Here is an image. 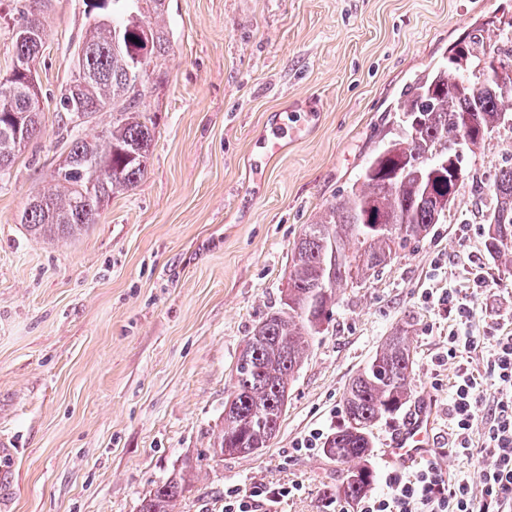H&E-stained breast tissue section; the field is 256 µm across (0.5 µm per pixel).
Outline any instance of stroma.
<instances>
[{
	"label": "stroma",
	"mask_w": 512,
	"mask_h": 512,
	"mask_svg": "<svg viewBox=\"0 0 512 512\" xmlns=\"http://www.w3.org/2000/svg\"><path fill=\"white\" fill-rule=\"evenodd\" d=\"M37 63L43 133L0 177V435L15 441L0 512H139L154 482L207 454L246 336L279 306L305 224L394 135L401 94L512 0H169L148 172L80 236L43 240L20 217L65 156L60 98L88 19L45 0ZM470 179L447 223L378 276L340 288L332 320L290 384L268 448L193 478L176 512H224V490L299 484L261 512H356L343 466L305 449L344 422L346 390L388 336L411 341L412 401L439 413L433 459L478 480L481 455L451 446L453 317L438 298L474 289L479 336L512 322V253L490 256L488 184L512 132L465 152ZM405 412L370 430L373 490Z\"/></svg>",
	"instance_id": "35a3bbf8"
}]
</instances>
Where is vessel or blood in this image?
I'll use <instances>...</instances> for the list:
<instances>
[{"label":"vessel or blood","instance_id":"b4317fda","mask_svg":"<svg viewBox=\"0 0 512 512\" xmlns=\"http://www.w3.org/2000/svg\"><path fill=\"white\" fill-rule=\"evenodd\" d=\"M436 407L425 399L413 407L404 427L392 438L387 450L390 462L409 466L427 458L434 446Z\"/></svg>","mask_w":512,"mask_h":512}]
</instances>
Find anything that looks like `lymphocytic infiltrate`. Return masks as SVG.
Wrapping results in <instances>:
<instances>
[{
    "instance_id": "1",
    "label": "lymphocytic infiltrate",
    "mask_w": 512,
    "mask_h": 512,
    "mask_svg": "<svg viewBox=\"0 0 512 512\" xmlns=\"http://www.w3.org/2000/svg\"><path fill=\"white\" fill-rule=\"evenodd\" d=\"M441 303L454 310L459 323L448 334V355L459 363V383L451 405L454 443L469 454V434L480 404V384L469 367L468 355L479 342L472 330L475 302L471 294L455 290ZM499 398L487 425L483 448L491 464L482 472L480 494H473L466 477L445 474L436 463L424 464L416 475L399 471L386 475V489L360 498L359 512H512V335L494 337L489 364ZM292 492L288 486L227 488L224 512H257L262 502L279 503Z\"/></svg>"
}]
</instances>
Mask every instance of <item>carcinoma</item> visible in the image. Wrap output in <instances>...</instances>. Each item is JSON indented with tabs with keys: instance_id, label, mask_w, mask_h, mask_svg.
<instances>
[{
	"instance_id": "obj_1",
	"label": "carcinoma",
	"mask_w": 512,
	"mask_h": 512,
	"mask_svg": "<svg viewBox=\"0 0 512 512\" xmlns=\"http://www.w3.org/2000/svg\"><path fill=\"white\" fill-rule=\"evenodd\" d=\"M24 21L12 29L11 69L0 76V175L42 130V101L27 74L35 73L46 30L41 0H27ZM89 24L77 53L75 70L83 81L71 84L60 111L71 123L67 155L54 170L52 183L36 194L20 223L37 238H75L97 223L112 196L135 188L148 171L156 117L143 99L160 83L161 60L169 33L162 25L166 0H84ZM485 24L473 28L448 48L447 63L417 78L398 106L399 132L367 162L360 181L329 203L306 225L291 259L288 288L276 310L268 313L244 340L229 397L230 408L209 454L187 461L178 473L156 483L139 512H175L190 476L222 462L265 448L279 427L288 384L301 368L310 341L324 330L336 306L337 288L362 283L385 268L408 242L444 224L461 183L452 179L463 165V146H480L491 133L512 123V48L485 41ZM499 66L490 67L493 60ZM104 111L112 124L89 140L79 121ZM25 113L19 132L12 113ZM420 161L412 168L409 160ZM95 163L110 168L103 181L88 185ZM494 204L484 216L486 250L498 257L512 249V166L500 169L491 185ZM390 225L375 232V221ZM411 346L407 331L389 336L353 378L345 396L346 424L326 442L324 453L348 465L342 492L361 497L371 488L367 466L369 429L408 402Z\"/></svg>"
}]
</instances>
